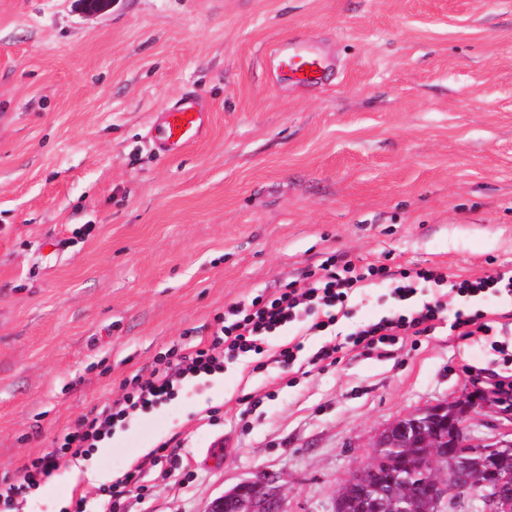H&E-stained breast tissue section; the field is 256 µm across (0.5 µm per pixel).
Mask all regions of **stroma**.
Instances as JSON below:
<instances>
[{"mask_svg": "<svg viewBox=\"0 0 512 512\" xmlns=\"http://www.w3.org/2000/svg\"><path fill=\"white\" fill-rule=\"evenodd\" d=\"M291 37L335 54L326 87L278 79ZM190 94L208 134L160 157L149 128ZM349 259L512 265V0H0V479L209 337L225 303ZM393 306L366 289L340 336L306 338L337 344L334 364L189 383L11 512H96L166 441L182 468L145 470L122 512H204L262 473L287 512H327L388 423L475 395L470 368L504 371L489 339L444 328L351 351Z\"/></svg>", "mask_w": 512, "mask_h": 512, "instance_id": "35a3bbf8", "label": "stroma"}]
</instances>
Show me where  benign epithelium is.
Returning <instances> with one entry per match:
<instances>
[{"mask_svg": "<svg viewBox=\"0 0 512 512\" xmlns=\"http://www.w3.org/2000/svg\"><path fill=\"white\" fill-rule=\"evenodd\" d=\"M492 401L484 399L476 403L472 397L452 402L444 401L418 409L398 418L380 431L373 447L384 448L400 441V435L409 432V424L423 429L416 446L426 449L430 473L408 479L399 476L389 480V497L393 512H412L415 500L425 498L430 512H440L450 495L460 499H478L484 512H512V487L497 475L481 468L469 477H460L457 468H448V446L458 449V456L480 454L494 456L503 448L512 447V429L494 436H477L470 426L472 415L485 411ZM450 445H445V442ZM404 469L401 459L371 458L360 465L343 482L336 494L330 512H339L344 493L355 485L367 487L379 474V468ZM276 477L267 474L257 479L245 480L214 499L205 512H286L284 503L275 487Z\"/></svg>", "mask_w": 512, "mask_h": 512, "instance_id": "obj_1", "label": "benign epithelium"}]
</instances>
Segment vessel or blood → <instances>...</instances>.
Listing matches in <instances>:
<instances>
[{"mask_svg":"<svg viewBox=\"0 0 512 512\" xmlns=\"http://www.w3.org/2000/svg\"><path fill=\"white\" fill-rule=\"evenodd\" d=\"M278 69L285 80L302 88H313L323 83L333 69L327 54L292 39L278 43L273 50ZM206 124L203 113L197 112L191 102H184L163 113L153 126L151 141L163 154L198 142Z\"/></svg>","mask_w":512,"mask_h":512,"instance_id":"obj_1","label":"vessel or blood"}]
</instances>
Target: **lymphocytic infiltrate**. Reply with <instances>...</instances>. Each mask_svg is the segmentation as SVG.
Returning <instances> with one entry per match:
<instances>
[{
    "instance_id": "obj_1",
    "label": "lymphocytic infiltrate",
    "mask_w": 512,
    "mask_h": 512,
    "mask_svg": "<svg viewBox=\"0 0 512 512\" xmlns=\"http://www.w3.org/2000/svg\"><path fill=\"white\" fill-rule=\"evenodd\" d=\"M319 279L308 288L286 284L267 296L260 295L250 303L231 302L224 307V318L218 323L210 341L188 349L174 350L159 358L149 376L135 380L130 391L92 416L80 417L59 448L37 457L18 469L16 477L0 480V502L11 504L16 496L39 487L57 469L63 455L85 457L115 429L155 406L172 400L190 381L222 373L225 363L262 354L268 337L285 330L295 331L278 351L276 363L289 367L298 360L316 367L333 359L336 347L324 346L312 354H304L303 339L335 332L348 317V304L364 288L391 282L390 294L397 307L387 315L360 323L348 334L352 349L370 357H384L389 347L409 337L448 327L456 335L469 338L478 334L498 333L492 347L505 364L512 366V346L505 340L512 334V310L501 319L489 318L486 311L458 308L444 312L438 297L417 300L420 286L450 287L465 300L480 301L489 297L512 299V268L449 281L441 268L399 269L373 263L357 265L346 261L343 266L324 262Z\"/></svg>"
}]
</instances>
